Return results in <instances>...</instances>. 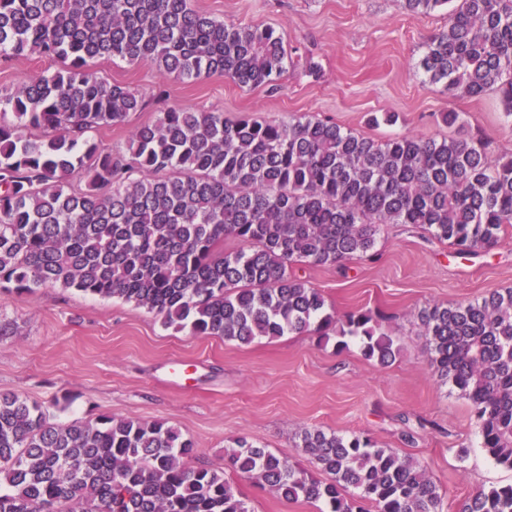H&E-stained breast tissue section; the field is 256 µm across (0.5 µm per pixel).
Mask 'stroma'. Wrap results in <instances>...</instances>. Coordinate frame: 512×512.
Returning a JSON list of instances; mask_svg holds the SVG:
<instances>
[{
	"mask_svg": "<svg viewBox=\"0 0 512 512\" xmlns=\"http://www.w3.org/2000/svg\"><path fill=\"white\" fill-rule=\"evenodd\" d=\"M224 22L283 33L293 63L276 88L242 89L214 75L200 81L161 76L146 65L101 61L98 76L126 84L146 101L128 123L92 131L101 148L124 154L132 126L168 105L223 112L226 119L285 120L304 113L376 140L395 135L488 142L512 154V119L496 94L449 97L424 82L416 65L428 40L448 25L447 10L414 15L402 0H195ZM59 63L36 56L0 59V92L9 93ZM460 112L464 125L443 124ZM337 314L371 311L400 353L389 366L366 360L337 336L290 334L247 346L219 336L164 327L147 309L74 289L0 295V393H17L54 421L100 416L161 420L191 436L196 463L223 469L249 512H320L285 501L227 468L224 451L243 437L307 471L296 443L303 428L364 434L423 465L445 503L512 484L480 446L470 403L441 385L418 313L433 304L474 300L512 288V227L476 256L458 255L421 228L391 224L374 255L342 267L294 265ZM412 433L413 444L402 441ZM467 448L459 457L458 448Z\"/></svg>",
	"mask_w": 512,
	"mask_h": 512,
	"instance_id": "35a3bbf8",
	"label": "stroma"
}]
</instances>
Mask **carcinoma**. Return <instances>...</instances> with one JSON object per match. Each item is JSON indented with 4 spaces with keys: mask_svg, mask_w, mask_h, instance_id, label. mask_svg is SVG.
Wrapping results in <instances>:
<instances>
[{
    "mask_svg": "<svg viewBox=\"0 0 512 512\" xmlns=\"http://www.w3.org/2000/svg\"><path fill=\"white\" fill-rule=\"evenodd\" d=\"M448 7V27L419 67L452 98L496 92L512 116V0H402ZM61 61L0 93V295L74 288L147 309L165 327L248 345L311 333L359 339L387 366L400 347L368 312H328L292 265L369 258L388 224L424 229L460 254L497 245L512 224V155L466 138L377 141L306 115L227 120L169 106L137 125L124 155L90 132L144 108L91 63L149 65L163 76L214 74L273 88L292 58L283 35L226 23L194 0H0V56ZM84 187L71 188L74 175ZM232 237L239 248L224 250ZM439 381L468 400L483 448L512 469V289L419 313ZM296 447L318 480L244 438L234 470L287 501L324 512H444L426 470L362 434L318 427ZM194 441L164 421L103 415L59 424L39 404L0 394V512H248ZM451 512H512V484Z\"/></svg>",
    "mask_w": 512,
    "mask_h": 512,
    "instance_id": "cac0c4a2",
    "label": "carcinoma"
}]
</instances>
